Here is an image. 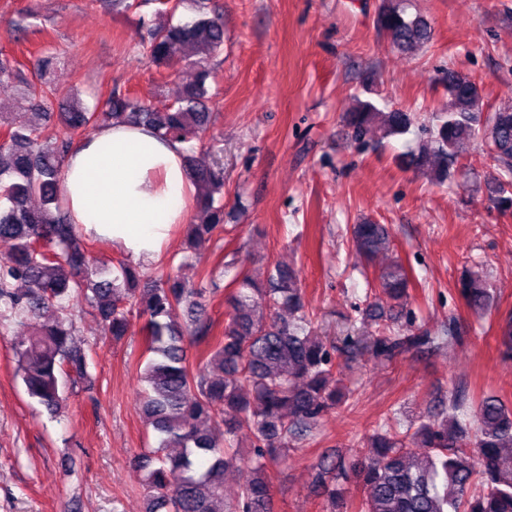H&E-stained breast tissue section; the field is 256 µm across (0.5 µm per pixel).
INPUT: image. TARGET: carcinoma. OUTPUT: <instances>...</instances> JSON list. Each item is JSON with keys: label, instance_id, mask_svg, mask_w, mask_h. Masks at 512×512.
Listing matches in <instances>:
<instances>
[{"label": "carcinoma", "instance_id": "1", "mask_svg": "<svg viewBox=\"0 0 512 512\" xmlns=\"http://www.w3.org/2000/svg\"><path fill=\"white\" fill-rule=\"evenodd\" d=\"M193 2L199 13L193 22L147 29L149 55L159 65L186 46L193 49L185 63L195 79L161 108L115 88L107 109L91 111L59 97L47 80L53 58H38L29 76L0 53V87H19L17 110L0 113V241L11 243L0 259V335L8 320L55 312L52 323L14 342L13 351L27 395L57 414L70 385L88 379L87 355L76 341L75 303L87 301L113 337L125 335L137 313L148 354L140 412L159 436L157 448L133 460L146 473L147 512H220L224 472L241 462L243 433L253 456L226 512H272L268 462L345 398L336 379V346L312 334L294 269L270 265L264 286L247 275L235 278L224 331L217 335L205 304L214 272L190 282L172 267L146 277L125 257L95 259L63 209V164L85 132L114 121L144 124L188 145L200 189L197 207L206 216L205 223L189 225L191 247L223 228L224 159L204 137L212 123L205 105L208 62L224 50V20L210 0ZM407 9V0H381L379 6L378 27L400 50L431 39L428 21ZM447 95L434 116V146L411 155L410 163L441 185L464 158L465 145L480 140L497 165V173L485 179L488 201L502 214L512 212V105L478 112L479 84L454 69L447 73ZM344 118L356 137L374 127L388 138L408 132L414 113L382 112L360 101ZM350 233L369 263L390 249L384 224L364 220ZM143 276L146 285L137 296L133 286ZM376 281L374 300L362 310L363 319L380 327L368 345L373 356L389 360L409 349H437L455 334L451 325L439 335L399 327V310L410 298V276L400 260L380 268ZM459 293L473 310L493 299L488 282L472 273L461 279ZM499 335L501 358L512 360V313L499 323ZM189 344L199 351L194 364ZM459 411L460 403L451 399L404 431L386 419L368 452L323 457L317 492L333 512L341 503L340 483L349 481L363 490L357 512H512V408L497 395L484 396L472 430ZM166 448L179 452L168 454Z\"/></svg>", "mask_w": 512, "mask_h": 512}]
</instances>
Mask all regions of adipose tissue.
I'll return each mask as SVG.
<instances>
[{
	"label": "adipose tissue",
	"mask_w": 512,
	"mask_h": 512,
	"mask_svg": "<svg viewBox=\"0 0 512 512\" xmlns=\"http://www.w3.org/2000/svg\"><path fill=\"white\" fill-rule=\"evenodd\" d=\"M63 185L72 223L144 266L155 263L174 228L187 223L197 194L185 144L120 122L71 149Z\"/></svg>",
	"instance_id": "adipose-tissue-1"
}]
</instances>
